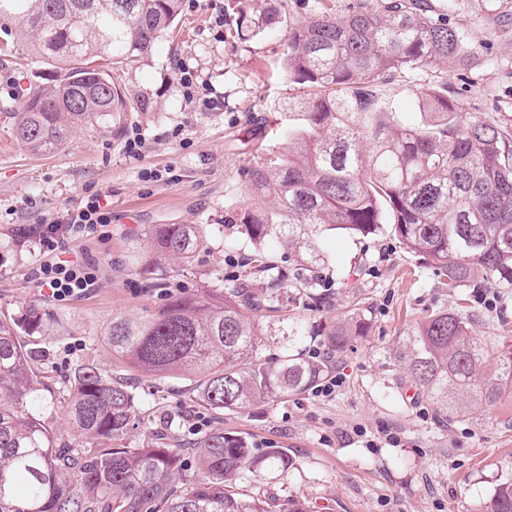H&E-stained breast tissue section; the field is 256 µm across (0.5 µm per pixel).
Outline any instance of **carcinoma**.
<instances>
[{
    "label": "carcinoma",
    "mask_w": 512,
    "mask_h": 512,
    "mask_svg": "<svg viewBox=\"0 0 512 512\" xmlns=\"http://www.w3.org/2000/svg\"><path fill=\"white\" fill-rule=\"evenodd\" d=\"M182 0H0V22L42 58L48 77L19 100L13 136L36 154L55 153L77 125L121 133L138 103L115 73L170 35ZM489 19L512 18V0H324L288 24L283 73L305 90L299 124L276 127L284 151L266 149L244 169L253 203L227 219L250 253L235 282L179 293L146 317L116 315L105 336L112 357L147 378H197L196 399L237 410L306 391L327 369L294 342L262 353L259 313L280 312L295 293H315V248L327 231L357 237L390 226L406 252L440 284L512 288V133L466 112L443 73L489 48L477 44L460 4ZM238 38L281 23L273 0H227ZM414 71L433 80L406 101L382 84ZM150 250L190 263L205 241L198 224H155ZM288 250V264L273 250ZM53 319L43 306L0 314V512H310L302 498L278 499L258 485L293 465L285 448L261 451L245 435L215 427L194 448L195 476L168 438L121 445L138 409L125 381L92 363L70 382L68 413L80 441L59 440L32 336ZM464 309L420 320L400 354L410 385L450 422L475 419L512 397V344L479 336ZM360 316L322 332L343 355L362 335ZM247 483L251 490H244ZM486 512H512V483Z\"/></svg>",
    "instance_id": "carcinoma-1"
}]
</instances>
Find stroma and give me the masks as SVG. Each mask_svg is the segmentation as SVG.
Instances as JSON below:
<instances>
[{
  "label": "stroma",
  "instance_id": "1",
  "mask_svg": "<svg viewBox=\"0 0 512 512\" xmlns=\"http://www.w3.org/2000/svg\"><path fill=\"white\" fill-rule=\"evenodd\" d=\"M224 4L194 0L182 10L180 38L162 40L125 65L119 81L144 108L128 114L118 138L81 126L56 153L28 151L12 134L14 113L43 65L24 49L0 60V313L18 317L33 305L54 312V323L31 342L43 352L58 438L79 439L68 417L67 381L90 362L129 379L138 398L127 447L160 432L184 446L196 443L200 435L192 425L201 416L225 432L249 436L255 447L287 449L292 468L268 476L264 487L281 499L305 498L312 512H483L495 488L512 482V398L480 418L442 422L435 404L406 382L399 353L426 312L461 302L481 335L512 344V288L497 289L490 306L481 289L449 291L390 232L328 235L316 269L331 303L315 308L293 297L287 318L260 320L269 355L285 346L290 322L302 325L297 348L306 353L324 347L320 331L336 319H368L365 335L329 365V373L346 376L335 397L307 391L218 413L192 402L193 384L185 377L133 378L113 362L103 336L112 315L156 311L169 285L196 290L236 274L229 260L241 251L232 245L237 233L228 219L250 203L241 174L257 157L255 120L285 119L283 107L295 93L282 76L286 27L233 38L219 22ZM468 22L479 42L493 44L496 60L470 72L449 70L448 87L465 88L467 112L512 131V27H494L474 14ZM182 67L198 76L213 108L187 98ZM134 131L144 145L131 156L124 136ZM147 170L161 173V180L143 181ZM91 194L106 196L112 231L67 242L62 256L91 257L100 283L60 303L32 281L40 255L19 231ZM154 224H202L207 241L190 265L160 259L147 246ZM149 279L155 287H146Z\"/></svg>",
  "mask_w": 512,
  "mask_h": 512
}]
</instances>
